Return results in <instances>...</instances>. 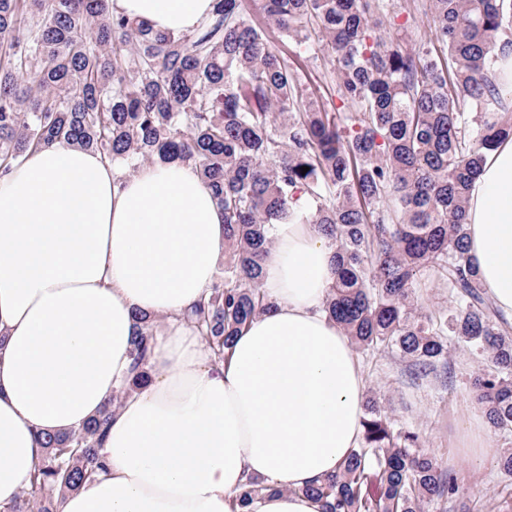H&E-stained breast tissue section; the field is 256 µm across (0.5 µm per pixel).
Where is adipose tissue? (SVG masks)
I'll return each instance as SVG.
<instances>
[{
	"instance_id": "ef3b65f1",
	"label": "adipose tissue",
	"mask_w": 512,
	"mask_h": 512,
	"mask_svg": "<svg viewBox=\"0 0 512 512\" xmlns=\"http://www.w3.org/2000/svg\"><path fill=\"white\" fill-rule=\"evenodd\" d=\"M115 13L190 31L213 0H112ZM468 252L512 320V138L489 152L468 200ZM263 262L268 309L224 361L196 332L160 337L149 381L96 449L105 468L57 512H321L303 489L362 436L366 384L323 311L332 242L278 224ZM221 210L195 166L158 161L118 177L99 152L55 145L0 175V508L27 489L43 449L97 416L128 378L135 313L172 319L212 283ZM267 484L253 506L236 494Z\"/></svg>"
}]
</instances>
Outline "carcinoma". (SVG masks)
<instances>
[{
  "instance_id": "carcinoma-1",
  "label": "carcinoma",
  "mask_w": 512,
  "mask_h": 512,
  "mask_svg": "<svg viewBox=\"0 0 512 512\" xmlns=\"http://www.w3.org/2000/svg\"><path fill=\"white\" fill-rule=\"evenodd\" d=\"M242 2L214 0L198 28L173 32L113 13L110 0H0V171L55 144L98 151L124 175L193 163L224 214V273L182 320L220 361L268 307L273 226L318 225L337 249L324 311L355 347L396 351L426 377L456 337L488 362L471 390L512 436V336L466 231L469 185L486 152L512 138V91L497 73L512 51V0H427L426 42L401 33L393 0H261L270 28L327 54L338 106L300 81ZM427 270L451 305L423 314L413 287ZM155 336L156 320L140 316L129 378L81 429L43 436L31 488L6 512H55L54 495L91 477L112 411L150 379ZM362 427L360 447L305 489L322 512H425L458 493L419 433L374 400ZM267 490L250 480L237 500Z\"/></svg>"
}]
</instances>
